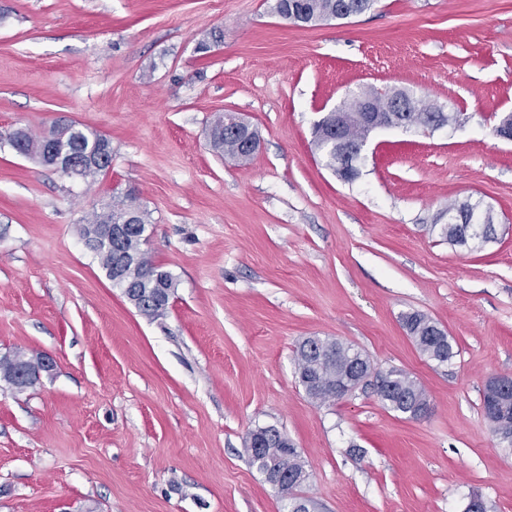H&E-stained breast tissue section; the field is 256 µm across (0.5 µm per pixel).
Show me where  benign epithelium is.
<instances>
[{
	"label": "benign epithelium",
	"instance_id": "obj_1",
	"mask_svg": "<svg viewBox=\"0 0 512 512\" xmlns=\"http://www.w3.org/2000/svg\"><path fill=\"white\" fill-rule=\"evenodd\" d=\"M359 15V11L351 6L348 0H338L333 12L326 16L312 17L313 23L335 19H348ZM355 100L354 112L357 120L363 125L365 133L363 138L353 140L346 134L345 121H336L329 126H321L316 134V141L320 147L331 146L336 149L339 169L344 173L358 171L357 162L368 142L370 134L381 128L409 126L410 120L407 113L412 111L413 103L410 92L406 89L391 87L385 91V99L389 107L381 110L376 106L377 96L370 93H355L352 95ZM80 126L72 119L63 116L55 122L52 130L43 135V142L39 151V164L52 167L62 174L77 178L88 166L106 170L111 165L112 147L107 144L106 139H101L99 148L83 156H78L69 150V143L79 132ZM225 134L236 137L240 140L242 149L250 154L257 152L260 146V135L258 130L238 112L228 111L224 113ZM136 223L133 215L126 216L116 224H109L102 230L101 240L118 248L129 232L130 225ZM55 359L47 354H41V368L33 373L27 368H22L18 374V381L25 385H35L45 376L52 375L55 370ZM394 375L388 371L375 369L367 360L361 358L352 367L351 374L345 385L336 392V398L343 399L352 394L361 386L373 382L380 387L392 384ZM512 390V374H495L485 381L484 393L489 400L493 401L499 394ZM285 471L278 467L273 468L266 474L267 482L288 499L291 497L288 490V481L283 479Z\"/></svg>",
	"mask_w": 512,
	"mask_h": 512
}]
</instances>
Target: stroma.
Instances as JSON below:
<instances>
[{
	"mask_svg": "<svg viewBox=\"0 0 512 512\" xmlns=\"http://www.w3.org/2000/svg\"><path fill=\"white\" fill-rule=\"evenodd\" d=\"M273 0H0V133L62 115L105 135L86 185L0 144V355L51 354L26 392L0 381V512H284L250 467L249 431L286 432L318 512H512V448L482 410L512 374V0H375L293 24ZM220 38H212V31ZM404 88L454 114L435 131L373 132L342 181L315 124L350 93ZM261 135L218 158L222 112ZM134 191L146 250L177 288L141 315L84 245L93 204ZM493 218L482 248L449 244L448 206ZM419 311L454 358L422 355ZM363 350L426 390L406 419L372 388L311 400L294 351ZM405 328L419 350L430 360L443 364L455 356L448 335L440 330L437 323L418 312L404 318Z\"/></svg>",
	"mask_w": 512,
	"mask_h": 512,
	"instance_id": "stroma-1",
	"label": "stroma"
}]
</instances>
